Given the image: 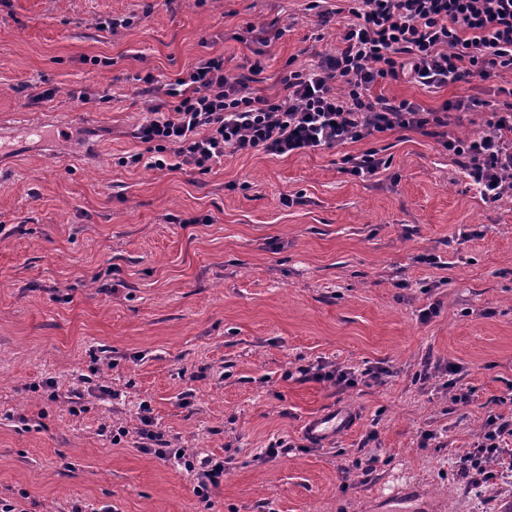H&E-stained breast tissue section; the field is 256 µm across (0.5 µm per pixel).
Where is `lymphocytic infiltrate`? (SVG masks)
<instances>
[{"label": "lymphocytic infiltrate", "mask_w": 512, "mask_h": 512, "mask_svg": "<svg viewBox=\"0 0 512 512\" xmlns=\"http://www.w3.org/2000/svg\"><path fill=\"white\" fill-rule=\"evenodd\" d=\"M342 30L334 51L289 71L277 96L260 94L248 78L229 79L224 58L203 55L170 83L134 131L152 145L126 163L164 171H211L225 155L263 151L288 157L373 140L395 130L443 129L442 146L461 160L483 198L512 194V102L490 113L479 133H448L450 115L469 100L435 109L374 94L404 80L427 90L512 72V0H343ZM512 421L488 417L471 451L459 461L476 485L512 473L505 442Z\"/></svg>", "instance_id": "lymphocytic-infiltrate-1"}]
</instances>
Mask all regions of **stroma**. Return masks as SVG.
<instances>
[{"label": "stroma", "mask_w": 512, "mask_h": 512, "mask_svg": "<svg viewBox=\"0 0 512 512\" xmlns=\"http://www.w3.org/2000/svg\"><path fill=\"white\" fill-rule=\"evenodd\" d=\"M307 2L0 0V498L27 494L30 512H512V476L476 490L457 467L488 416L512 420V197L483 200L420 130L377 141L390 166L371 178L341 164L362 142L237 154L205 174L119 164L148 149L131 136L143 76L166 83L211 53L234 78L261 63L252 87L273 97L287 61L334 49L338 17ZM111 18L130 24L101 29ZM271 21V46L239 41ZM510 88L503 72L380 91L425 108L478 98L449 126L466 136ZM450 363L468 403L451 401ZM317 364L387 374L293 378ZM144 403L173 447L224 460L207 501L143 451ZM335 407L352 428L308 441L304 421ZM276 440L288 453L265 456Z\"/></svg>", "instance_id": "obj_1"}]
</instances>
